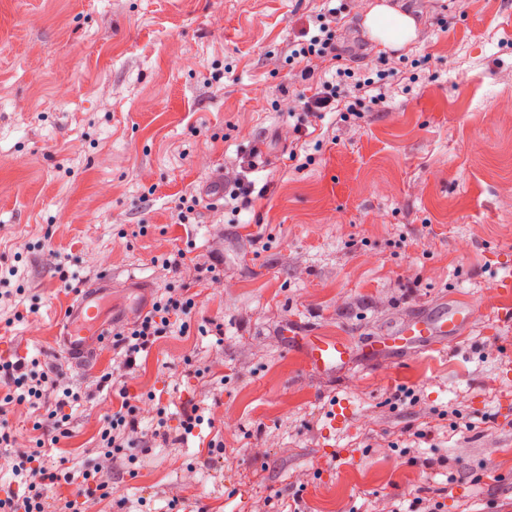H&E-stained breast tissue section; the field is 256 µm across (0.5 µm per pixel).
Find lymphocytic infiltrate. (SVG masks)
<instances>
[{"mask_svg": "<svg viewBox=\"0 0 512 512\" xmlns=\"http://www.w3.org/2000/svg\"><path fill=\"white\" fill-rule=\"evenodd\" d=\"M336 9H328L317 18L316 34L300 40L291 57L299 67V77L308 83L310 92L300 95L295 109L299 114L293 126L294 136H302L307 119L319 118L328 112L338 113L340 119L357 115L363 100L361 95L372 87L373 78L355 80L349 67L336 70L335 80L315 76L314 60H338L336 51ZM352 81L359 96L353 103H346L338 85ZM198 293L191 286H184L169 296L156 300L150 311L137 320L114 327L112 345L122 351L117 366L107 369L99 380L100 387L118 392L121 406L118 411L99 423L95 437L97 456L93 463L81 470H67L64 464L42 461L40 449L21 442L11 430L0 431V447L7 449L12 471L21 476L26 486L24 494L7 493L0 498V512H84L87 501L110 498L112 468L117 461L134 464L135 449L154 447L157 441L169 440L170 431L140 426L146 407H153L157 416H164L165 407L157 403L154 394L130 395L126 377L136 366L137 355L147 350L158 339L167 336L177 320L187 318L197 306ZM82 397L75 391L67 374L40 368L38 360L16 361L0 359V417L13 412L24 402L41 405L44 410L41 427L51 443H59L71 432L67 406ZM70 487L66 496L53 494L56 486Z\"/></svg>", "mask_w": 512, "mask_h": 512, "instance_id": "obj_1", "label": "lymphocytic infiltrate"}]
</instances>
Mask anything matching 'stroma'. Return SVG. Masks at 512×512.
<instances>
[{"mask_svg":"<svg viewBox=\"0 0 512 512\" xmlns=\"http://www.w3.org/2000/svg\"><path fill=\"white\" fill-rule=\"evenodd\" d=\"M376 2L0 0V359H39L81 392L51 460L87 466L97 418L121 404L98 388L114 348L79 368L58 347L79 289L106 283L126 323L224 258L220 281L196 285L188 335L139 353L128 380L162 399L171 433L190 402L215 426L114 471L127 512L176 493L180 512H281L295 496L303 512H408L417 496L512 512V323L493 290L512 273V0H406L417 36L389 52L362 27ZM331 6L345 63L384 70L368 90L381 101L326 113L295 168L304 85L288 57ZM252 152L268 188L254 208L205 203L178 223L181 195ZM178 249L180 269L155 265ZM456 298L474 311L463 338L363 351ZM290 322L349 339L352 359L309 369Z\"/></svg>","mask_w":512,"mask_h":512,"instance_id":"stroma-1","label":"stroma"}]
</instances>
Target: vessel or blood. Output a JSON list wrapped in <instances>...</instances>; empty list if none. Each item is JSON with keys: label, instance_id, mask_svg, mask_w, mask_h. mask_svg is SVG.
Returning <instances> with one entry per match:
<instances>
[{"label": "vessel or blood", "instance_id": "obj_1", "mask_svg": "<svg viewBox=\"0 0 512 512\" xmlns=\"http://www.w3.org/2000/svg\"><path fill=\"white\" fill-rule=\"evenodd\" d=\"M494 289L502 299L499 319L512 321V275L499 278ZM104 296V289H88L67 310L60 346L73 364L94 359L99 348L111 343L109 331L102 323ZM468 319L467 307L453 303L397 328L390 344L395 349L418 347L425 352L435 351L440 349L442 340L461 336ZM285 334L295 341L308 366L324 374L336 373L353 354L352 345L344 338L323 336L293 325L286 328Z\"/></svg>", "mask_w": 512, "mask_h": 512}]
</instances>
